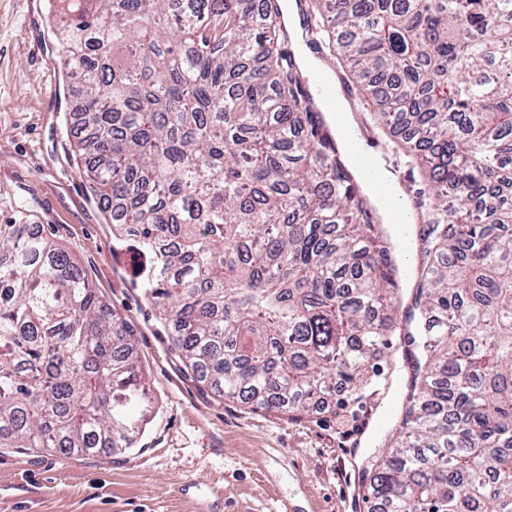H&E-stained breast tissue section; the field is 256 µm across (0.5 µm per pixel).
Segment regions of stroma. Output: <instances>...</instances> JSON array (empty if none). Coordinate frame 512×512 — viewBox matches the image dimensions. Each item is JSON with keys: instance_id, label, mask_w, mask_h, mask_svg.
Masks as SVG:
<instances>
[{"instance_id": "35a3bbf8", "label": "stroma", "mask_w": 512, "mask_h": 512, "mask_svg": "<svg viewBox=\"0 0 512 512\" xmlns=\"http://www.w3.org/2000/svg\"><path fill=\"white\" fill-rule=\"evenodd\" d=\"M68 85L48 0H0V214L23 205L126 321L157 413L111 455L0 448V512H367L353 493L383 432L252 410L185 372L80 173Z\"/></svg>"}]
</instances>
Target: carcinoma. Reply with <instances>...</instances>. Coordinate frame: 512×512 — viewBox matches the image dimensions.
<instances>
[{
    "label": "carcinoma",
    "mask_w": 512,
    "mask_h": 512,
    "mask_svg": "<svg viewBox=\"0 0 512 512\" xmlns=\"http://www.w3.org/2000/svg\"><path fill=\"white\" fill-rule=\"evenodd\" d=\"M72 147L185 371L220 397L400 415L371 512H512V0H308L303 38L412 144L414 281L360 171L302 102L281 0H52ZM0 216V448H130L154 412L121 317Z\"/></svg>",
    "instance_id": "cac0c4a2"
}]
</instances>
